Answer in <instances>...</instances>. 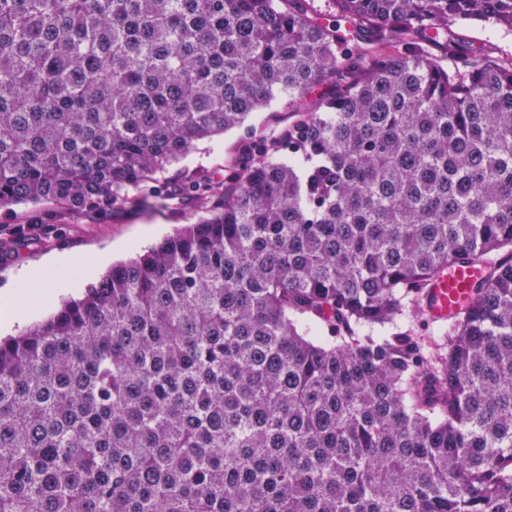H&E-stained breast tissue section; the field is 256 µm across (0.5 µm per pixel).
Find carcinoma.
<instances>
[{
    "instance_id": "cac0c4a2",
    "label": "carcinoma",
    "mask_w": 512,
    "mask_h": 512,
    "mask_svg": "<svg viewBox=\"0 0 512 512\" xmlns=\"http://www.w3.org/2000/svg\"><path fill=\"white\" fill-rule=\"evenodd\" d=\"M333 4L0 0V208L201 211L0 341V512H512V0ZM458 34L481 53L493 58L512 56V34L492 30L481 23L456 27ZM291 119L288 115L287 98H282L273 103L268 109L252 114L249 123L254 125L260 133H272L274 129L280 128ZM237 131L199 141L178 167L192 171L204 169L213 180H222L229 173L231 160L237 153ZM475 275L474 270L459 267L432 287L434 297L432 313L436 321L448 324V319L459 309V303L468 293L467 287Z\"/></svg>"
}]
</instances>
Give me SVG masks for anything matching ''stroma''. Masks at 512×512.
<instances>
[{
  "instance_id": "stroma-1",
  "label": "stroma",
  "mask_w": 512,
  "mask_h": 512,
  "mask_svg": "<svg viewBox=\"0 0 512 512\" xmlns=\"http://www.w3.org/2000/svg\"><path fill=\"white\" fill-rule=\"evenodd\" d=\"M458 33L485 55L512 56V34L480 23L459 27ZM237 148L238 134L234 131L205 139L195 145L181 166L189 171L205 170L212 179L221 180L228 174ZM193 218L192 210L175 203L164 205L153 198L135 208L113 210L92 222L68 206L44 205L42 221L49 224V232L35 231L33 240L0 261V291L12 286L24 272L60 256L93 259L104 255L112 263L128 259L159 243Z\"/></svg>"
}]
</instances>
